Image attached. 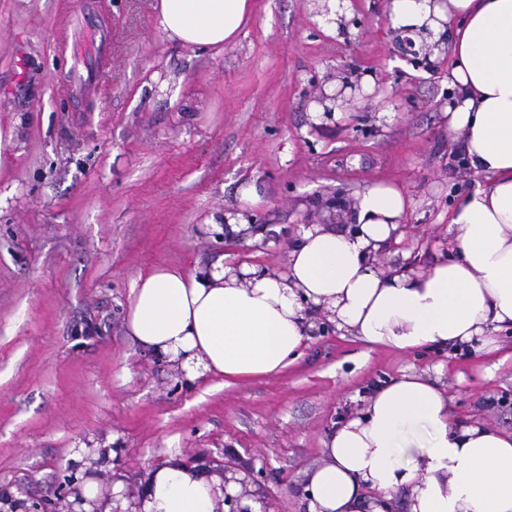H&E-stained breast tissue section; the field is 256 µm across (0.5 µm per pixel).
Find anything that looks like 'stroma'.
Listing matches in <instances>:
<instances>
[{"instance_id": "obj_1", "label": "stroma", "mask_w": 512, "mask_h": 512, "mask_svg": "<svg viewBox=\"0 0 512 512\" xmlns=\"http://www.w3.org/2000/svg\"><path fill=\"white\" fill-rule=\"evenodd\" d=\"M156 0H0V497L54 503L66 475L142 495L158 463L245 476L267 512H305L308 471L335 423L380 382L415 372L464 422L512 430V328L457 347H370L308 315L282 374L190 378L137 345L125 314L140 274L217 262L283 275L303 227L353 226L356 193L393 183L404 224L375 254L387 274L447 259L457 202L484 175L445 114L434 70L396 50L388 0H351L338 33L312 0H253L235 42L188 48L155 24ZM112 39L97 83L66 91L68 35ZM374 75L358 110L317 117L318 86ZM255 193V205L241 198ZM243 212L232 233L225 213Z\"/></svg>"}]
</instances>
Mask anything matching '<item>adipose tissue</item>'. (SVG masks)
<instances>
[{
    "label": "adipose tissue",
    "instance_id": "ef3b65f1",
    "mask_svg": "<svg viewBox=\"0 0 512 512\" xmlns=\"http://www.w3.org/2000/svg\"><path fill=\"white\" fill-rule=\"evenodd\" d=\"M250 0H159L155 22L191 47L234 42ZM400 36L449 52L460 134L490 179L453 210L452 255L421 274H384L373 259L404 222L395 185L358 192L355 231L306 229L279 278L217 264L201 273L157 267L139 276L126 311L133 341L190 377L249 380L283 372L307 336L305 304L375 346L418 351L512 328V0H390ZM454 29H446L447 21ZM325 462L308 472V512H512V432L456 420L448 395L411 372L386 381L364 410L329 433ZM222 485L172 461L148 474L144 512H215Z\"/></svg>",
    "mask_w": 512,
    "mask_h": 512
}]
</instances>
